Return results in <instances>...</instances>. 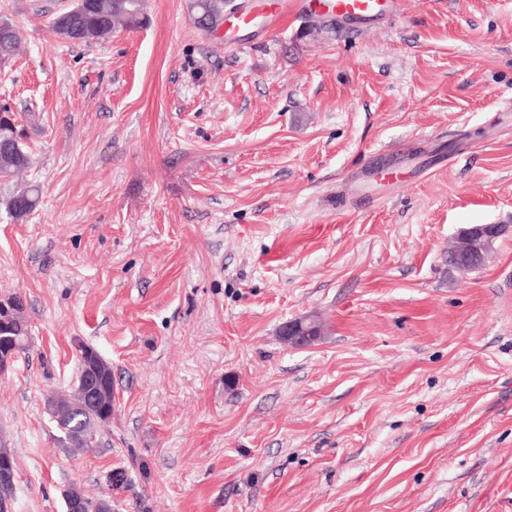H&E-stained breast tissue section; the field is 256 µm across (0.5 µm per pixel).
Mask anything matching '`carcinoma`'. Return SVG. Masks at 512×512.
<instances>
[{
    "label": "carcinoma",
    "mask_w": 512,
    "mask_h": 512,
    "mask_svg": "<svg viewBox=\"0 0 512 512\" xmlns=\"http://www.w3.org/2000/svg\"><path fill=\"white\" fill-rule=\"evenodd\" d=\"M94 9L80 13L68 8L55 14L50 20L52 30L59 38L74 42H97L114 28L137 30L148 23V15L142 0H92ZM225 0H189V10L194 24L202 32H212L224 22ZM18 28L11 21L0 18V63L13 58L19 49ZM26 134L19 128L9 109L0 114V177L12 175L31 165L26 150ZM40 189L28 185L11 193L4 200L9 215L20 221L37 207ZM11 336L23 342L29 336V325L22 316L7 323L0 322V341Z\"/></svg>",
    "instance_id": "carcinoma-1"
}]
</instances>
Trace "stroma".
I'll return each instance as SVG.
<instances>
[{"label": "stroma", "instance_id": "35a3bbf8", "mask_svg": "<svg viewBox=\"0 0 512 512\" xmlns=\"http://www.w3.org/2000/svg\"><path fill=\"white\" fill-rule=\"evenodd\" d=\"M74 0H0L22 36L0 105L41 186L0 205V296L28 347L0 374L9 512H512V0H392L207 35L188 0L91 45ZM509 230L448 269L464 228ZM324 324L311 346L288 321ZM112 368L100 446L48 399L79 345ZM307 14L329 15L364 23L381 16L389 0H303ZM39 198V186L28 185L5 198V209L13 219L20 221L34 211L39 203ZM64 502L66 512H85V501L87 506L86 512H101L99 510V498L91 499L81 494L76 486L68 488L64 492Z\"/></svg>", "mask_w": 512, "mask_h": 512}]
</instances>
